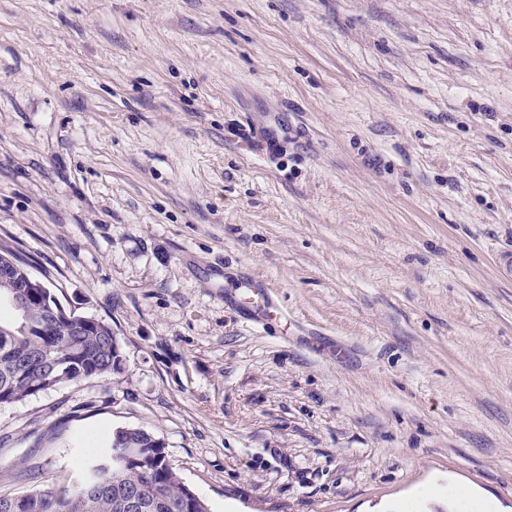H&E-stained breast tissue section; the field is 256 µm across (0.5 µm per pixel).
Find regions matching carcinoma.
<instances>
[{
    "label": "carcinoma",
    "mask_w": 512,
    "mask_h": 512,
    "mask_svg": "<svg viewBox=\"0 0 512 512\" xmlns=\"http://www.w3.org/2000/svg\"><path fill=\"white\" fill-rule=\"evenodd\" d=\"M112 373V337L107 326L91 331L57 320L27 328L19 311L0 319V406L10 405L65 383H77ZM124 440L128 457L117 469H94L71 485L50 484L17 500L0 495V512H129L131 489L140 490L138 512H184L185 492L160 439L137 427L113 430L105 455H112L116 438Z\"/></svg>",
    "instance_id": "obj_1"
}]
</instances>
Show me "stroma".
Here are the masks:
<instances>
[{"label":"stroma","instance_id":"obj_1","mask_svg":"<svg viewBox=\"0 0 512 512\" xmlns=\"http://www.w3.org/2000/svg\"><path fill=\"white\" fill-rule=\"evenodd\" d=\"M0 248L126 357L0 494L126 426L209 512H512V0H0ZM233 288L254 323L264 325L277 316V309L272 305L265 290L258 283L242 280Z\"/></svg>","mask_w":512,"mask_h":512}]
</instances>
